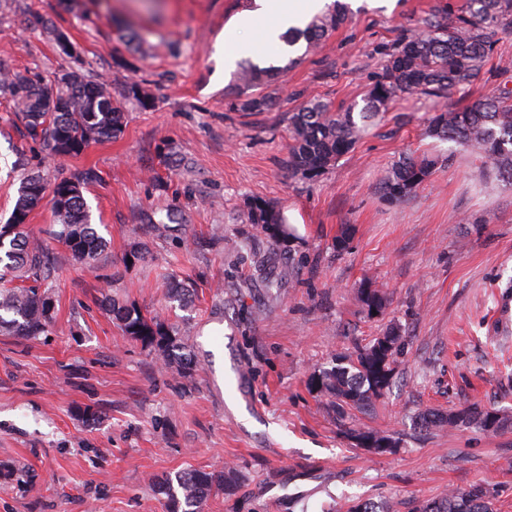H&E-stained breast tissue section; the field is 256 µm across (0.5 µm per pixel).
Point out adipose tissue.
<instances>
[{
    "label": "adipose tissue",
    "mask_w": 512,
    "mask_h": 512,
    "mask_svg": "<svg viewBox=\"0 0 512 512\" xmlns=\"http://www.w3.org/2000/svg\"><path fill=\"white\" fill-rule=\"evenodd\" d=\"M331 2L332 0H255L253 9L236 21L235 28L242 31L254 21L266 20L262 40L277 44L289 28L304 25L312 13L322 11Z\"/></svg>",
    "instance_id": "ef3b65f1"
}]
</instances>
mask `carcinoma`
I'll return each mask as SVG.
<instances>
[{"mask_svg":"<svg viewBox=\"0 0 512 512\" xmlns=\"http://www.w3.org/2000/svg\"><path fill=\"white\" fill-rule=\"evenodd\" d=\"M348 6L333 3L305 28L285 37L293 46L305 41L313 49L346 20ZM512 15V0H465L458 11L441 9L423 22L422 29L404 35L394 45L377 79L355 110L351 105L332 112L327 105L310 103L291 115L287 169L313 179L350 151L369 125L402 96H425L446 100L464 91L479 77L493 53L503 19ZM289 65L259 66L250 59L239 63L231 92L245 97L242 107L260 112L273 105L263 89L281 81ZM0 88L12 98L13 118L24 126L29 138L52 155L77 156L93 142L118 137L123 131L126 102L145 107L149 93L137 82L130 83L124 97H112L106 86L70 72L49 81L26 70L1 71ZM428 134L453 144L482 159L496 179L512 186V98L489 96L461 108L442 109L433 117ZM439 162L436 156H407L392 168L385 183L386 194L395 199L407 196L422 184ZM95 170L74 172L49 186L38 171H29L18 189L11 213L16 224L26 223L30 212L51 194L58 229L54 239L81 261H90L105 250L107 241L92 223L83 188L97 181ZM249 219L261 226L272 244L280 246L291 238L287 218L266 203L250 206ZM44 245L24 232L20 237L0 240V333L24 339L45 334L52 322L55 304L49 289ZM169 302L187 309L197 296L196 285L177 276L163 283ZM113 320L121 335L152 350L168 365L177 363L185 372L198 370L194 354L184 338L189 323H173L159 313L143 312L134 304L108 299ZM400 335L394 329L357 349L331 368L312 374L309 388L344 419L352 408L365 409L389 387L391 367L384 362L383 347L396 349ZM507 423L498 414L464 407L443 415H420L422 428L475 425L496 431ZM222 471L189 470L167 478L158 486L168 512H202L205 497L214 488H227ZM421 512H492L488 490H450L423 505Z\"/></svg>","mask_w":512,"mask_h":512,"instance_id":"1","label":"carcinoma"}]
</instances>
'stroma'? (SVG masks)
Listing matches in <instances>:
<instances>
[{"mask_svg":"<svg viewBox=\"0 0 512 512\" xmlns=\"http://www.w3.org/2000/svg\"><path fill=\"white\" fill-rule=\"evenodd\" d=\"M253 0H0V67L46 77L76 71L112 96L142 83L152 105L126 106L123 133L77 157L49 156L8 122L0 90V224L24 175L19 154L48 181L91 168L84 196L107 240L92 264L52 237L49 202L28 218L49 252L57 299L46 335H0V512H167L157 486L192 469L232 472L202 512H339L371 501L419 512L451 489L480 487L494 512H512V188L479 158L427 136L438 107L401 97L336 164L315 179L286 168L290 116L312 101L340 112L361 101L394 43L440 5L464 0H352L348 19L320 46L299 51L276 104L245 112L228 94L224 41ZM138 31L131 52L119 29ZM68 33L77 52L59 49ZM512 92V16L464 100ZM182 158L167 165L165 152ZM435 155L409 195L383 191L406 155ZM281 210L291 242L272 245L250 223L251 203ZM178 230L153 225L164 209ZM349 230L346 247L336 245ZM265 259L263 281L235 255ZM199 290L188 344L192 375L161 364L122 336L103 307L112 295L170 315L164 276ZM386 304L369 313L364 286ZM397 329L395 377L373 408L337 420L308 386L335 357ZM497 412L506 427L421 429L423 412L466 406ZM398 438L374 454L352 437Z\"/></svg>","mask_w":512,"mask_h":512,"instance_id":"obj_1","label":"stroma"}]
</instances>
